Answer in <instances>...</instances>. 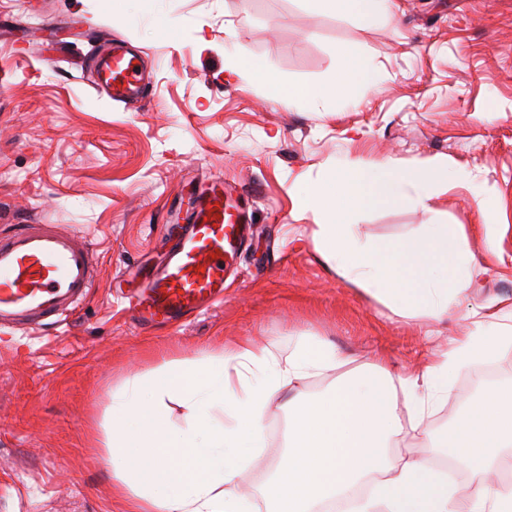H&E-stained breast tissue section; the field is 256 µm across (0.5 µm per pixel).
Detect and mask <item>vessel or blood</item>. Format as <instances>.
Wrapping results in <instances>:
<instances>
[{
  "mask_svg": "<svg viewBox=\"0 0 512 512\" xmlns=\"http://www.w3.org/2000/svg\"><path fill=\"white\" fill-rule=\"evenodd\" d=\"M97 87L113 101L142 98L146 76L137 54L117 47L98 66ZM249 215L229 203L222 183L200 187L184 223L169 225V259L142 276L129 299L136 323L174 324L224 299V274ZM95 249L53 224H14L0 233V329L30 331L73 314L94 282Z\"/></svg>",
  "mask_w": 512,
  "mask_h": 512,
  "instance_id": "obj_1",
  "label": "vessel or blood"
}]
</instances>
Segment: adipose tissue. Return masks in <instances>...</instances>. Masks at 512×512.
Wrapping results in <instances>:
<instances>
[{"instance_id":"adipose-tissue-1","label":"adipose tissue","mask_w":512,"mask_h":512,"mask_svg":"<svg viewBox=\"0 0 512 512\" xmlns=\"http://www.w3.org/2000/svg\"><path fill=\"white\" fill-rule=\"evenodd\" d=\"M318 10L372 23L393 17L395 0H313ZM341 65L331 86L317 89L285 84L245 50L225 57V71L267 85L282 102L371 90L377 72L351 47L339 51ZM482 337H465L419 376L394 379L376 366L356 368L337 379L321 399L289 400V450L280 468H295L297 450L317 449L301 494L291 495L293 512H316L336 499L351 501L352 512H512V485L485 484L486 476L512 469V387L491 390L442 435L434 448H449L466 459L479 486L462 494L447 476L420 459L393 462L389 450L404 430L403 414L423 416L448 401V380L479 365ZM345 361L322 350L318 340L301 338L287 356L236 342L198 361L169 360L149 382L126 384L112 401V492L127 512H245L230 484L250 461L263 434L269 397L296 382ZM181 399L192 408L187 425L166 423L168 404ZM221 416H214V409ZM381 480H373V473ZM371 492L360 497L363 483Z\"/></svg>"}]
</instances>
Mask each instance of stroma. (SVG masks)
Here are the masks:
<instances>
[{"mask_svg":"<svg viewBox=\"0 0 512 512\" xmlns=\"http://www.w3.org/2000/svg\"><path fill=\"white\" fill-rule=\"evenodd\" d=\"M0 0V225L36 221L90 235L95 286L59 327L0 331V512H124L103 443L112 400L163 361H195L227 340L287 346L313 336L393 376L422 373L473 332L468 311L512 304V0H395L393 20L313 11L307 0ZM122 45L153 74L145 97L118 104L95 87V63ZM350 46L377 67L357 104H288L227 81L224 54L244 48L284 82L322 86ZM412 171L436 158L469 181L437 185L428 208L381 204L358 235L395 247L425 225H463L487 273L441 321L406 316L353 284L319 252L299 188L336 163L384 159ZM242 191L254 216L224 300L175 327L141 329L110 288L127 267L163 259V224L193 188ZM494 223L486 238L485 223ZM472 369L448 403L406 421L396 459L438 453L445 430L484 394ZM287 397L263 412L259 458L233 488L262 512L285 451Z\"/></svg>","mask_w":512,"mask_h":512,"instance_id":"1","label":"stroma"}]
</instances>
